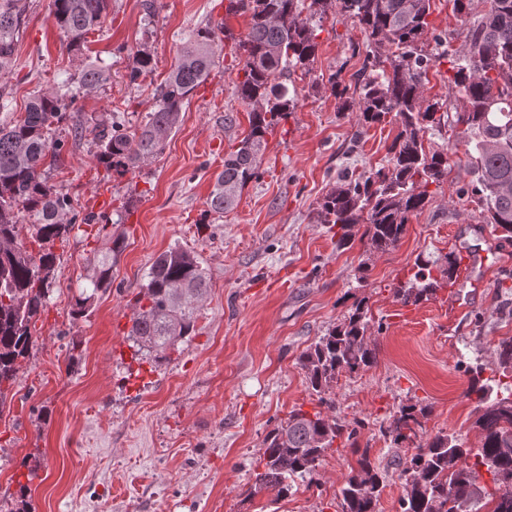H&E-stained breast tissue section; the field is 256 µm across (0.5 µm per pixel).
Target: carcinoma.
I'll return each instance as SVG.
<instances>
[{"instance_id": "1", "label": "carcinoma", "mask_w": 512, "mask_h": 512, "mask_svg": "<svg viewBox=\"0 0 512 512\" xmlns=\"http://www.w3.org/2000/svg\"><path fill=\"white\" fill-rule=\"evenodd\" d=\"M55 24L67 37L70 53L84 51L86 35L101 28L109 0H52ZM352 20L366 37V56L358 99L343 107L356 108L359 122L397 123L400 131L390 148L389 166L364 181L337 178L320 203L316 223L337 227V247L351 244L353 228L366 225L363 236L376 252L395 247L405 233L409 216L429 199L427 187L448 178V154L425 151L423 136L439 128L441 104L425 95L431 54L419 40L428 28L431 0H228L227 14L248 13L251 26L238 44L244 79L238 98L249 108V131L235 150L224 155L216 174L210 208L222 214L232 209L242 190L260 176L261 151L278 122L294 111L297 89L285 81L296 72L311 71L318 47L309 17L327 9ZM25 0H0V76L13 68L15 42L25 24ZM215 31L196 30L182 47L174 69L160 87L154 111L129 133L113 121L94 126L98 160L123 175L160 153L180 122L190 95L214 66ZM452 84L462 101L458 122L468 132L469 173L473 195L499 238L512 241V0H488V10L467 31L463 50L452 60ZM110 79L108 69L87 64L75 79L39 92L23 118L0 124V406L5 387L12 386L36 344L38 315L47 306L56 256L46 248L70 235L76 216L70 201L49 183L42 170L55 162L62 148L54 138L56 125L79 96ZM37 246L38 251L29 250ZM124 250L120 236L86 258L88 285L75 299L73 317L85 315L99 293L112 285V270ZM459 258L444 262L418 255L414 273L391 287L404 305H417L456 281ZM128 334L136 355L149 363L167 359L165 352L192 336L198 307L207 288L199 259L179 247L160 254L145 274ZM368 322L361 306L348 319L319 337L299 356L308 383L321 409H300L274 428L265 439L264 471L255 473L254 492L275 490L288 495V479L313 475L324 453L339 443L359 447L362 420H343L333 414L326 397L342 373H357L376 363V349L367 336ZM498 371L512 375V337L496 349ZM465 396L476 397L475 426L480 446L466 448L439 432L400 458L403 495L401 512H469L480 503L494 504L491 512H512V384L482 382V367L474 369ZM429 406L403 405L380 435L397 445L415 435ZM341 489L342 512H378L383 477L368 451L357 460ZM492 475L493 487L478 486L477 467Z\"/></svg>"}]
</instances>
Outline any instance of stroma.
Instances as JSON below:
<instances>
[{
    "label": "stroma",
    "instance_id": "stroma-1",
    "mask_svg": "<svg viewBox=\"0 0 512 512\" xmlns=\"http://www.w3.org/2000/svg\"><path fill=\"white\" fill-rule=\"evenodd\" d=\"M110 0L99 30L82 54L65 49L51 0H28L25 26L10 75L0 83L12 101L0 123L21 118L30 97L77 74L87 60L108 67L111 79L81 96L55 132L63 143L50 182L79 217L70 236L55 241L49 304L38 341L0 408V512H341V490L358 458L352 449L328 451L313 480L295 478L285 497L253 492L264 439L293 410L314 412L313 394L298 358L326 331L363 305L377 361L339 375L328 392L340 418L365 421L359 443L384 477L378 512H399L402 484L393 465L414 445H393L378 428L400 406L430 407L424 437L444 431L465 447L479 445L476 399L465 391L467 366L497 378L496 347L512 337L498 283L512 287V242L500 240L471 192L460 103L448 85L449 63L432 60L426 94L438 100L445 126L427 132L424 146L448 154V177L429 186L430 201L411 215L397 246L374 252L356 225L351 245L315 221L338 173L363 180L389 164L398 126L362 124L342 110L326 75L354 88L366 41L334 10L315 15L318 50L309 74H294V112L268 134L259 179L238 205L214 213L209 194L224 155L249 129L237 49L249 28L246 14L226 15L227 0ZM484 0L457 16L450 0H432L422 40L433 50L445 38L459 52L466 30L485 13ZM212 28L215 65L181 112L163 151L136 171L106 173L92 129L120 116L135 130L155 108L161 84L192 31ZM151 72L131 78L141 50ZM236 122L228 126L225 114ZM83 124L75 137V124ZM124 223H114L116 211ZM95 223H85V216ZM124 239L112 285L89 312L72 317L85 285L91 248L111 235ZM470 244L486 251L482 283L459 269L451 289L416 305L395 300L391 283L407 280L417 256L431 260ZM179 247L196 255L208 276L194 336L161 364L128 358L134 296L154 259ZM468 299L448 310L449 293Z\"/></svg>",
    "mask_w": 512,
    "mask_h": 512
}]
</instances>
